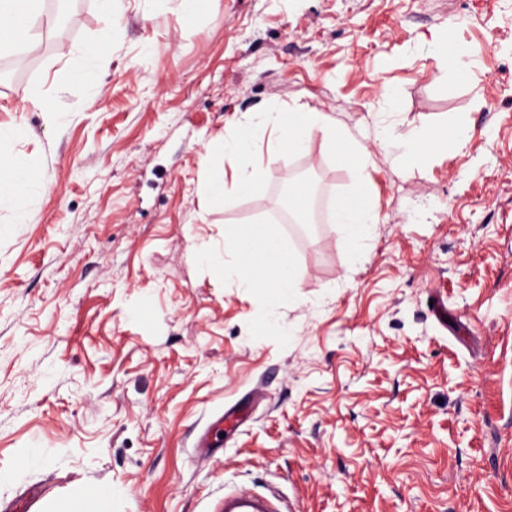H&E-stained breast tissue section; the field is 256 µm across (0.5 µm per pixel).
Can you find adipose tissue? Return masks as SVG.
<instances>
[{
    "instance_id": "adipose-tissue-1",
    "label": "adipose tissue",
    "mask_w": 512,
    "mask_h": 512,
    "mask_svg": "<svg viewBox=\"0 0 512 512\" xmlns=\"http://www.w3.org/2000/svg\"><path fill=\"white\" fill-rule=\"evenodd\" d=\"M56 21V15L45 12L43 0H0V55L35 48L43 30ZM25 134L24 122L0 124V211L7 212L12 224L25 223L29 211L52 188L40 173L20 168L13 145ZM221 252L225 279L247 290L257 288L259 269L275 259L268 232L251 227L225 233Z\"/></svg>"
}]
</instances>
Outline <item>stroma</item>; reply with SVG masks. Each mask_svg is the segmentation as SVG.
<instances>
[{"label":"stroma","instance_id":"35a3bbf8","mask_svg":"<svg viewBox=\"0 0 512 512\" xmlns=\"http://www.w3.org/2000/svg\"><path fill=\"white\" fill-rule=\"evenodd\" d=\"M76 0L36 49L0 57V122L52 191L0 226V512L87 487L110 512H216L228 488L291 512H512V0ZM465 52L467 79L433 49ZM96 45L90 83L59 53ZM55 98L50 119L23 99ZM94 106H86L87 94ZM304 104L320 135L264 149L267 186L208 204L200 157L243 112ZM465 143L393 166L377 130ZM363 181L380 222L358 260L325 222L273 231L290 290L225 280V232L263 223L296 171ZM448 310L446 322L433 301ZM273 316L277 330L255 336ZM38 452L37 465L26 462Z\"/></svg>","mask_w":512,"mask_h":512}]
</instances>
